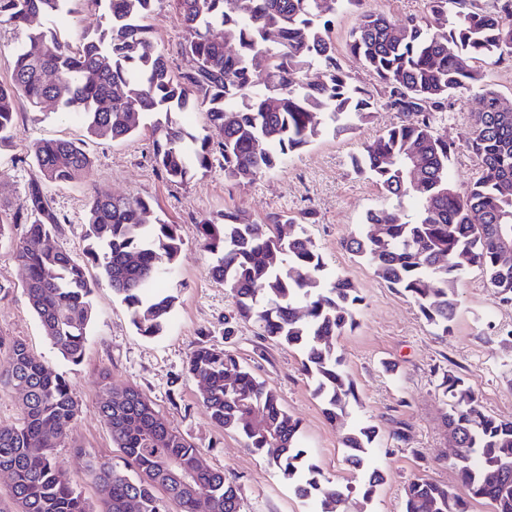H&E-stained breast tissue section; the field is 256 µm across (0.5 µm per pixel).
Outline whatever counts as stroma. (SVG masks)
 Returning a JSON list of instances; mask_svg holds the SVG:
<instances>
[{"instance_id": "35a3bbf8", "label": "stroma", "mask_w": 512, "mask_h": 512, "mask_svg": "<svg viewBox=\"0 0 512 512\" xmlns=\"http://www.w3.org/2000/svg\"><path fill=\"white\" fill-rule=\"evenodd\" d=\"M358 21V11L337 14L332 38L337 65L377 101L373 117L344 134H324L250 184L225 179L217 164L199 171L189 184L171 183L152 157L150 118L141 120L133 137L115 142L88 137L79 122L58 112L54 104L35 111L19 103L17 134L11 144L0 148V208H15L37 179L29 157L34 141L83 139L94 159L88 178L49 191L62 221L52 240L54 247L82 256L87 203L95 187L154 199L163 214L180 224L183 237L173 290L177 301L164 332L153 338L139 336L126 307L109 286L100 285L93 297L94 322L85 353L76 365L64 361L46 339L23 290L25 272L12 247L22 236L23 225H7L0 237V343H23L35 359L66 374L81 411L69 437L54 453L92 512H98L100 503L90 461L123 464L99 412L108 382L137 387L172 428L196 445L206 467L224 471L237 489L242 512H313L311 503L295 496L291 481L244 448L238 435L210 419L200 399V382L187 368L191 352L202 345L232 351L259 381L277 392L283 408L300 424L310 460L326 477L343 486L361 480L344 462L343 431L325 418L302 371L301 353L260 336L258 327L248 322L238 323L234 335H225L224 321L234 317L235 302L223 285L209 277L211 259L196 233L201 218L220 210L256 220L275 210L312 212L307 231L323 256L327 274L346 275L364 298L356 327L337 337L335 344L358 397L350 416L378 430L370 457L386 480L368 512H402L404 491L418 477L454 485L451 441L444 423L447 406L438 388L443 371L453 369L467 376L488 412L512 420V346L503 343L512 330V306L500 304L485 273L471 267L461 274L460 306L450 333L444 335L425 321L411 299L378 279L342 245L367 211L384 206L376 183L353 172L352 157L401 118L385 109L383 86L348 51ZM148 23L169 51L172 71L184 70L186 63L177 53L182 27L175 11L160 5ZM478 110L475 98H455L434 122L435 132L457 146L449 176L461 190L477 171L465 136Z\"/></svg>"}]
</instances>
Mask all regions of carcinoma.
Masks as SVG:
<instances>
[{"label": "carcinoma", "mask_w": 512, "mask_h": 512, "mask_svg": "<svg viewBox=\"0 0 512 512\" xmlns=\"http://www.w3.org/2000/svg\"><path fill=\"white\" fill-rule=\"evenodd\" d=\"M108 1L105 27L71 41L33 29L31 22L41 17L53 25L74 13L79 0H0V24L29 30L28 43L14 52L10 80L0 83V144L16 134L21 100L35 110L52 99L88 136L113 141L134 135L140 117L153 114L154 159L169 181L189 183L218 154L224 177L252 182L325 132L349 130L375 110L368 91L337 66L332 39L336 14L364 0H95ZM165 1L183 29L179 49L187 68L177 75L146 24ZM450 3L460 9L449 12ZM428 4L424 18L398 24L365 11L351 33L350 53L387 89L385 106L405 116L364 147L356 172L373 180L388 201L414 199L417 214L405 220L397 208L371 211L343 245L446 335L458 308L455 282L467 265L484 270L499 301L512 304V252L497 244L499 226L512 228V106L488 88L478 66L492 54L512 57V0H496L491 11L469 9L466 0ZM312 67L314 75L301 80ZM471 92L481 103L467 136L478 175L460 191L448 177L455 148L434 134L432 117L453 97ZM198 107L210 124L203 135L172 117ZM411 153L419 161L415 180L406 165ZM30 155L40 180L28 186L17 211H0V225H26L14 255L51 345L64 360L81 361L93 323L92 296L103 282L126 306L138 335H160L177 296L149 288L175 273L180 225L155 215L145 197L96 190L85 219L84 258L50 248L61 221L48 189L83 181L93 160L84 141L61 138L34 142ZM198 231L211 257L208 273L229 290L238 319L297 348L326 417L345 422L356 393L332 339L357 324L362 297L352 281L324 275L322 254L302 218L286 211L260 220L224 211L201 219ZM90 263L100 277L87 276ZM188 371L200 379L213 421L296 480L298 497H306L312 479L317 512H364L384 481L380 469L367 465L373 425L358 423L342 438L346 463L364 472L352 491L310 461L300 447L298 422L230 351L202 345L190 354ZM2 381L27 389L20 421L0 426V470L12 479L11 505L0 512H90L53 455L79 413L66 377L17 342L0 359ZM438 387L449 406L448 431L459 440L452 466L462 493L418 478L405 491L404 512H469L477 499L489 501L493 512H512V420L486 413L468 379L452 371L442 374ZM100 412L125 471L91 465L99 512H128L132 500L136 512H170L172 506L176 512H241L224 473L199 467L195 445L170 428L139 389L105 384ZM171 458L195 471L197 491L167 483Z\"/></svg>", "instance_id": "cac0c4a2"}]
</instances>
